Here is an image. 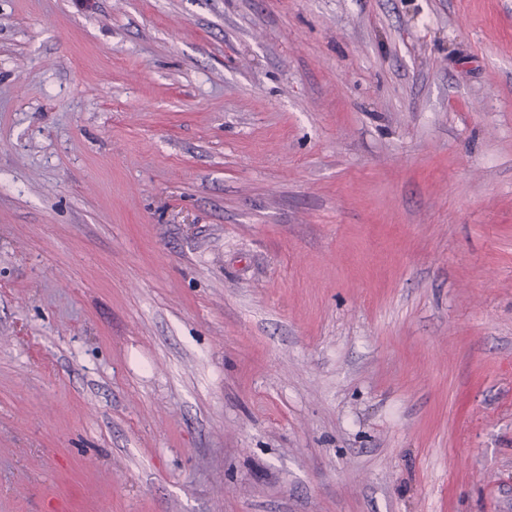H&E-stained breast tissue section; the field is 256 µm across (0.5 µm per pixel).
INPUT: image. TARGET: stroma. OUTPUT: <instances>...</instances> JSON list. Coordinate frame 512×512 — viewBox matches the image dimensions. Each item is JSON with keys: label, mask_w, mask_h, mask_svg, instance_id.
Here are the masks:
<instances>
[{"label": "stroma", "mask_w": 512, "mask_h": 512, "mask_svg": "<svg viewBox=\"0 0 512 512\" xmlns=\"http://www.w3.org/2000/svg\"><path fill=\"white\" fill-rule=\"evenodd\" d=\"M512 512V0H0V512Z\"/></svg>", "instance_id": "35a3bbf8"}]
</instances>
